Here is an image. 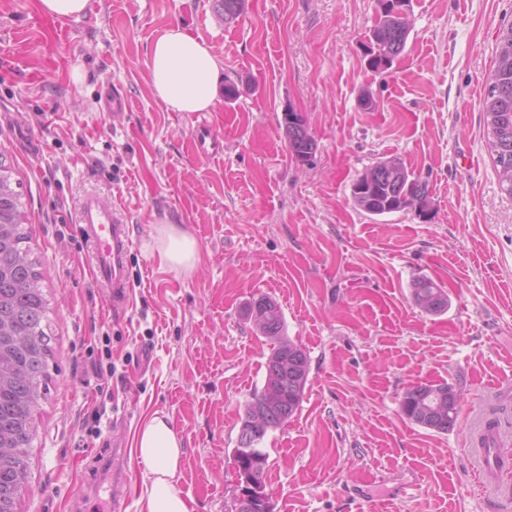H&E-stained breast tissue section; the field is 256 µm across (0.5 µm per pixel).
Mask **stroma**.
I'll list each match as a JSON object with an SVG mask.
<instances>
[{
    "mask_svg": "<svg viewBox=\"0 0 512 512\" xmlns=\"http://www.w3.org/2000/svg\"><path fill=\"white\" fill-rule=\"evenodd\" d=\"M93 2L62 42L37 0H0V55L13 58L0 66V161L26 207L54 348L17 512H109L122 477L125 512H142L131 449L157 412L184 439L176 487L190 512H230L240 416L271 353L246 315L260 293L310 363L300 408L262 442L273 512H512V466L489 486L465 452L485 420L512 440V196L481 105L512 0H412L406 48L384 73L367 64L375 0H248L230 26L214 0ZM177 24L211 45L223 80H241L235 99L190 113L155 98L150 46ZM49 64L50 80H30ZM105 83L127 110L102 108ZM289 110L316 143L308 162L288 151ZM20 125L40 155L18 143ZM391 156L428 181L427 216L354 206L355 176ZM91 189L129 216L122 309L88 275L76 212ZM160 224L196 239L193 271L161 265ZM421 276L447 310L414 305ZM106 348L105 394L94 364ZM418 383L459 391L452 431L402 415Z\"/></svg>",
    "mask_w": 512,
    "mask_h": 512,
    "instance_id": "1",
    "label": "stroma"
}]
</instances>
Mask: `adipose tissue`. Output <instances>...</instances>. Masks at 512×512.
I'll list each match as a JSON object with an SVG mask.
<instances>
[{
    "mask_svg": "<svg viewBox=\"0 0 512 512\" xmlns=\"http://www.w3.org/2000/svg\"><path fill=\"white\" fill-rule=\"evenodd\" d=\"M222 65L204 38L167 29L151 47V87L167 109L207 112L217 99ZM161 264L176 270H193L200 261L196 240L170 224L156 228ZM136 448L145 465L143 512H189L176 488L183 439L168 415L157 413L142 427Z\"/></svg>",
    "mask_w": 512,
    "mask_h": 512,
    "instance_id": "1",
    "label": "adipose tissue"
}]
</instances>
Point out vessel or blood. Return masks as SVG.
Instances as JSON below:
<instances>
[{"mask_svg": "<svg viewBox=\"0 0 512 512\" xmlns=\"http://www.w3.org/2000/svg\"><path fill=\"white\" fill-rule=\"evenodd\" d=\"M79 231L90 246V268L95 282L112 293L113 306L129 299L131 227L124 209L86 195L80 206Z\"/></svg>", "mask_w": 512, "mask_h": 512, "instance_id": "obj_1", "label": "vessel or blood"}]
</instances>
